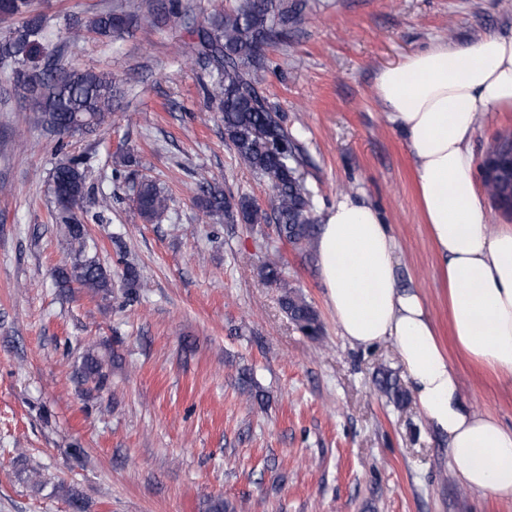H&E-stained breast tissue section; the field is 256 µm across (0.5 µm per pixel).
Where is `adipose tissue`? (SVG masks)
Wrapping results in <instances>:
<instances>
[{
	"instance_id": "ef3b65f1",
	"label": "adipose tissue",
	"mask_w": 512,
	"mask_h": 512,
	"mask_svg": "<svg viewBox=\"0 0 512 512\" xmlns=\"http://www.w3.org/2000/svg\"><path fill=\"white\" fill-rule=\"evenodd\" d=\"M375 92L414 161L454 341L471 361L512 378V224L489 225L471 149L486 113L512 109V38L430 44L380 70ZM315 251L340 335L391 343L461 485L512 500V428L464 399L422 297L398 283V244L378 211L343 197L325 213Z\"/></svg>"
}]
</instances>
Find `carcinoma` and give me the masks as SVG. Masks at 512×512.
<instances>
[{"instance_id":"cac0c4a2","label":"carcinoma","mask_w":512,"mask_h":512,"mask_svg":"<svg viewBox=\"0 0 512 512\" xmlns=\"http://www.w3.org/2000/svg\"><path fill=\"white\" fill-rule=\"evenodd\" d=\"M297 11L298 4L288 0H244L223 19L196 31L193 55L195 62L211 69L207 95L223 112L224 136L238 162L271 181L279 239L303 251L315 234L312 195L297 175L300 157L284 117L259 92L256 80L257 74L267 68L264 47L288 42ZM0 15L17 20L16 26L0 36V60L13 63L11 84L35 103L41 125L64 136L76 128L89 130L105 123L112 114L113 101L120 95L112 76L66 68L51 60L37 64L43 51L44 18L34 11L32 0H0ZM129 23V16L106 11L92 18L89 29L108 35ZM52 180L66 188L64 196H54L55 224L79 245L81 254L87 236L83 217L84 159L72 156L58 164ZM484 186L497 202L512 190V174L488 178ZM195 199L205 218L222 216L227 224H265L269 220L248 196H231L215 181H200ZM169 201L168 194L150 180L140 182L135 189L136 208L149 223L168 211ZM262 276L266 283L282 288L281 306L289 320L305 335L318 337L322 330L318 314L284 281L277 253L267 258ZM74 283L101 290L107 287V275L96 260L78 257L70 268L59 273L58 279L62 288ZM380 389L396 404L405 398L397 380L388 375L380 381Z\"/></svg>"}]
</instances>
